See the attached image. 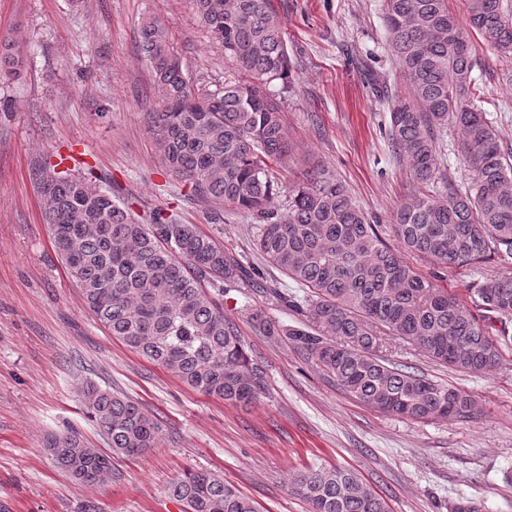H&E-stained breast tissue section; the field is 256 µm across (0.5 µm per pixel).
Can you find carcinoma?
<instances>
[{
    "label": "carcinoma",
    "instance_id": "carcinoma-1",
    "mask_svg": "<svg viewBox=\"0 0 512 512\" xmlns=\"http://www.w3.org/2000/svg\"><path fill=\"white\" fill-rule=\"evenodd\" d=\"M465 2L467 29L448 11V0H383L387 48L407 85V93L386 101L389 140L413 181L436 191L397 212L399 251L324 166L310 169L275 210L279 190L270 170L288 157L289 145L274 87L288 88L289 59L272 0H190L234 65L230 79L189 74L159 19L141 26V49L162 103L151 122L166 167L197 195L261 219L256 249L312 293L301 304L280 288L260 289L300 318L288 325L253 309L255 327L285 337L365 407L414 422L469 419L476 403L379 355L378 330L465 373L492 370L512 343L489 331L492 320L512 319L511 274L485 279L469 305L405 259L410 253L443 268L512 265V151L477 104L470 37L472 29L489 35L512 76V13L504 0ZM22 63L21 54L1 52L0 79H20ZM449 126L472 173L463 190L442 177L438 133ZM38 181L57 256L113 338L206 396L246 406L265 393L264 372L224 315V287L256 282L257 270L197 225L159 209L143 223L109 185L55 165L42 168ZM82 399L113 453L133 456L161 445L162 427L134 399L92 382ZM45 448L78 484L112 474V456L74 430L49 434ZM290 489L310 512H388L348 468L298 470ZM168 492L184 512H258L249 497L205 470L186 471Z\"/></svg>",
    "mask_w": 512,
    "mask_h": 512
}]
</instances>
